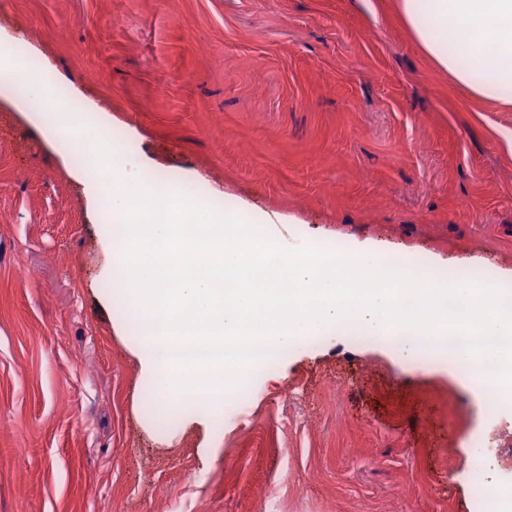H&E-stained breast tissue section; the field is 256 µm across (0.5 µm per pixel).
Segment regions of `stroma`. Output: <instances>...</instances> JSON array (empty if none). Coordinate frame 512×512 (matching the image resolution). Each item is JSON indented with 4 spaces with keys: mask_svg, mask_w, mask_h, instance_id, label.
Listing matches in <instances>:
<instances>
[{
    "mask_svg": "<svg viewBox=\"0 0 512 512\" xmlns=\"http://www.w3.org/2000/svg\"><path fill=\"white\" fill-rule=\"evenodd\" d=\"M132 174L275 232L512 273V110L436 70L396 0H0ZM0 87V512H475L512 419L459 371L328 334L252 375L248 416L159 433L100 294L103 215ZM498 463L511 465L512 448H487L483 454H477L473 458L471 476L474 483L481 489H485V478L488 473L497 470Z\"/></svg>",
    "mask_w": 512,
    "mask_h": 512,
    "instance_id": "35a3bbf8",
    "label": "stroma"
}]
</instances>
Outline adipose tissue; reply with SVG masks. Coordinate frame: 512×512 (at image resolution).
I'll return each mask as SVG.
<instances>
[{"label":"adipose tissue","instance_id":"ef3b65f1","mask_svg":"<svg viewBox=\"0 0 512 512\" xmlns=\"http://www.w3.org/2000/svg\"><path fill=\"white\" fill-rule=\"evenodd\" d=\"M417 43L472 97L512 106V0H398Z\"/></svg>","mask_w":512,"mask_h":512}]
</instances>
